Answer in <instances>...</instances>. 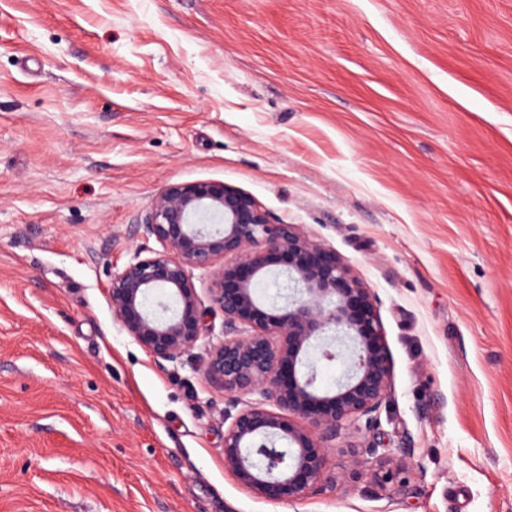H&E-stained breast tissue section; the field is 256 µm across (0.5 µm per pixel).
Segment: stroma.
I'll return each mask as SVG.
<instances>
[{
  "label": "stroma",
  "mask_w": 512,
  "mask_h": 512,
  "mask_svg": "<svg viewBox=\"0 0 512 512\" xmlns=\"http://www.w3.org/2000/svg\"><path fill=\"white\" fill-rule=\"evenodd\" d=\"M249 193L374 293L393 362L335 488L254 497L114 270L175 182ZM0 512H512V0H0ZM403 469L400 460L390 454L382 453L375 468L371 469L370 477L375 482L385 485L396 481Z\"/></svg>",
  "instance_id": "obj_1"
}]
</instances>
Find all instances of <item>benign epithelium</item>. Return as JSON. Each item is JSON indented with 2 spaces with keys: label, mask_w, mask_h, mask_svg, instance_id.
<instances>
[{
  "label": "benign epithelium",
  "mask_w": 512,
  "mask_h": 512,
  "mask_svg": "<svg viewBox=\"0 0 512 512\" xmlns=\"http://www.w3.org/2000/svg\"><path fill=\"white\" fill-rule=\"evenodd\" d=\"M139 228L160 245L112 272L115 320L159 363L196 348L207 318L221 313L224 337L207 351L205 374L224 396L248 398L224 431V471L257 498L300 501L328 487L330 442L346 428L369 436L391 390L393 363L377 303L334 251L295 224H272L243 190L207 181L172 183ZM293 257L278 275L284 302H269L267 257ZM210 274L204 307L191 276ZM349 365L325 386L311 352ZM402 462L383 453L370 477L385 485Z\"/></svg>",
  "instance_id": "obj_1"
}]
</instances>
